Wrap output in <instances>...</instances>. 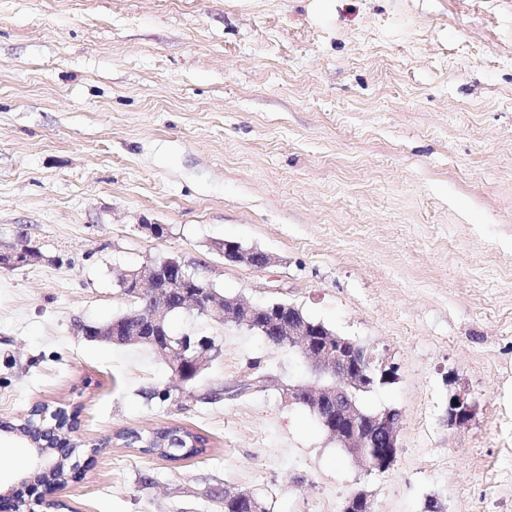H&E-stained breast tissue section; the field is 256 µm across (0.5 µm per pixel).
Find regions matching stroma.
I'll return each instance as SVG.
<instances>
[{
  "label": "stroma",
  "mask_w": 512,
  "mask_h": 512,
  "mask_svg": "<svg viewBox=\"0 0 512 512\" xmlns=\"http://www.w3.org/2000/svg\"><path fill=\"white\" fill-rule=\"evenodd\" d=\"M160 224L162 235L150 233ZM269 253L225 264L224 242ZM0 418L76 413L93 452L44 512H512V0H0ZM181 257L226 295L286 301L395 368L364 393L401 414L366 473L278 390L213 400L302 356L179 312L219 356L183 397L150 350L77 323L130 312L118 279ZM466 393L464 425L448 399ZM206 438L167 461L123 432ZM40 258V252L27 244L5 248L3 251L0 245V266L3 265L12 268L24 267L32 265ZM458 402V405H455ZM473 411V406L465 394H453L448 400V423L452 426H460L467 423ZM224 512H267L265 503L254 496L249 500L243 493L224 494Z\"/></svg>",
  "instance_id": "stroma-1"
}]
</instances>
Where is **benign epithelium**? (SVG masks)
<instances>
[{
	"instance_id": "obj_1",
	"label": "benign epithelium",
	"mask_w": 512,
	"mask_h": 512,
	"mask_svg": "<svg viewBox=\"0 0 512 512\" xmlns=\"http://www.w3.org/2000/svg\"><path fill=\"white\" fill-rule=\"evenodd\" d=\"M227 264H243L257 271L267 269L272 256L257 249H243L226 242L220 250ZM41 258L38 250L26 244L0 250V266L12 268L33 264ZM120 292L126 298L144 302L142 310L125 319L105 325H79V332L89 339L125 343L152 342L156 331L169 324V313L175 308L196 312L222 324L240 328L252 327V316L259 311L239 298H227L216 294L204 278L188 269V264L177 257L152 260L126 272L119 279ZM295 309L286 302H275L270 312L274 335L267 341L275 346L288 341V348L299 351L309 363L318 381L308 384L281 387V398L292 405H303L319 421L328 435L348 450L356 462L368 473L382 474L395 461L399 444L400 413L395 409L367 413L360 406L358 394L368 391L377 380H385L386 373L372 370L375 355L359 343L342 337L330 336L321 324L296 320H283L280 314ZM218 355V349L210 341L198 342L193 349H179V356L170 357L175 379L187 383ZM473 411L468 398L456 393L448 400V425L467 423ZM56 415L54 425L39 423L16 433L30 451V465L37 477L52 479L51 467L57 460H68L70 448L54 447L60 438L74 444V416L62 407L52 409ZM30 474L18 473L16 484L0 493V503L9 512H21V503L34 508L43 506L35 499H21L20 486L29 482ZM342 512H372L368 494L359 490L344 502Z\"/></svg>"
}]
</instances>
